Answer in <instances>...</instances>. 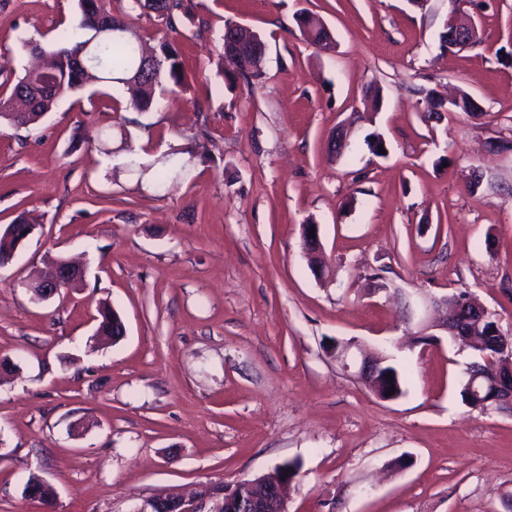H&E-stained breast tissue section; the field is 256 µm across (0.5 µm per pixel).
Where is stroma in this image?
Here are the masks:
<instances>
[{"label": "stroma", "mask_w": 512, "mask_h": 512, "mask_svg": "<svg viewBox=\"0 0 512 512\" xmlns=\"http://www.w3.org/2000/svg\"><path fill=\"white\" fill-rule=\"evenodd\" d=\"M76 12L0 0V93L33 63L24 39L52 44ZM302 12L334 51L304 37ZM456 15L478 39L441 48ZM228 22L266 44L254 86L217 74ZM133 25L174 45L187 88L140 113L100 85L33 128L0 121V234L20 213L38 220L0 268V512H132L293 459L288 512H507L512 412L467 406L473 354L446 335L413 343L404 305L466 290L512 333V153L491 147L512 132V0H193L177 31L152 12ZM422 86L483 113L426 122ZM344 123L352 150L336 159ZM173 146L192 157L165 191L124 165ZM311 221L320 279L301 245ZM77 257L84 281L32 303L33 272ZM106 307L126 333L103 345L92 318ZM353 338L388 346L401 397L336 363L330 340ZM33 475L52 503L25 495Z\"/></svg>", "instance_id": "stroma-1"}]
</instances>
